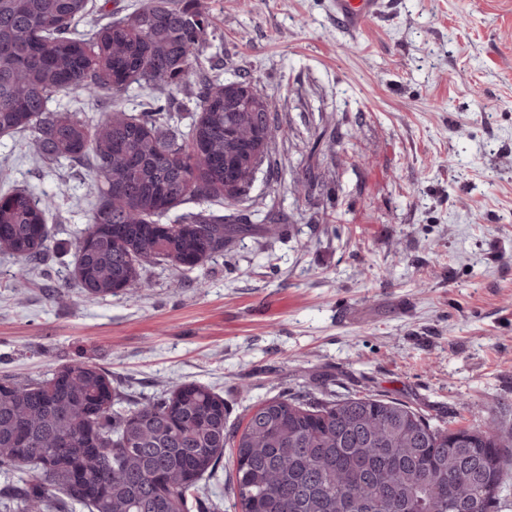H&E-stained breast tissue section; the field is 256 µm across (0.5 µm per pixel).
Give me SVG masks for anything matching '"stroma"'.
Segmentation results:
<instances>
[{"instance_id": "obj_1", "label": "stroma", "mask_w": 512, "mask_h": 512, "mask_svg": "<svg viewBox=\"0 0 512 512\" xmlns=\"http://www.w3.org/2000/svg\"><path fill=\"white\" fill-rule=\"evenodd\" d=\"M213 16L199 69L248 78L285 129L235 216L254 232L189 272L158 261L134 296H85L74 242L98 201L29 134L0 135V189L54 198L47 264L27 281L0 252V377L90 361L123 407L176 381L246 406L376 395L431 424L512 429V0H388L359 28L334 0H198ZM197 87L59 97L97 117ZM277 231H269L271 221Z\"/></svg>"}]
</instances>
